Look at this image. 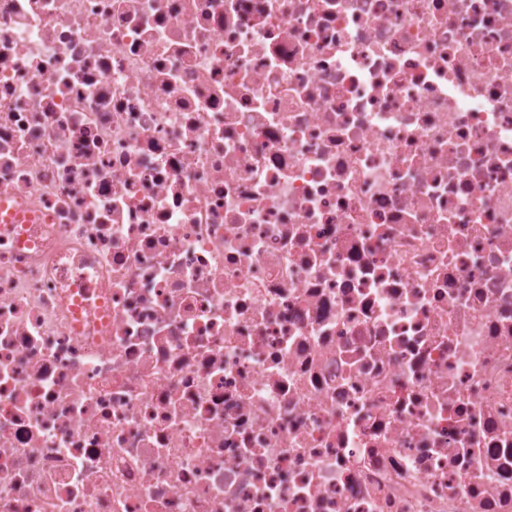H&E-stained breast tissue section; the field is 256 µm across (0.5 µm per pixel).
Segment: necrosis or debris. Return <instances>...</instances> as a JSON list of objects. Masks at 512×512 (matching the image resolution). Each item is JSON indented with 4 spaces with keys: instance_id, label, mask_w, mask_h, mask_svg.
Instances as JSON below:
<instances>
[{
    "instance_id": "1",
    "label": "necrosis or debris",
    "mask_w": 512,
    "mask_h": 512,
    "mask_svg": "<svg viewBox=\"0 0 512 512\" xmlns=\"http://www.w3.org/2000/svg\"><path fill=\"white\" fill-rule=\"evenodd\" d=\"M0 512H512V0H0Z\"/></svg>"
}]
</instances>
